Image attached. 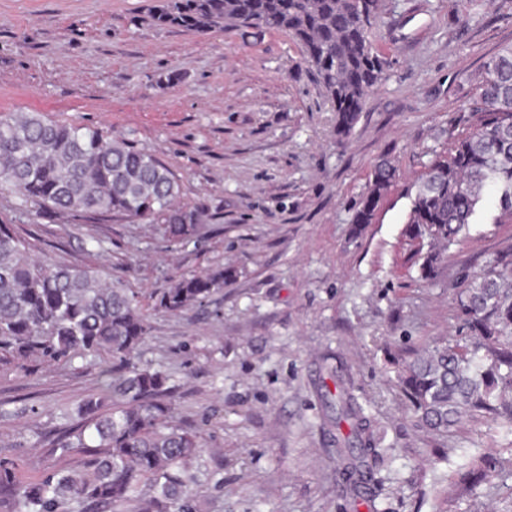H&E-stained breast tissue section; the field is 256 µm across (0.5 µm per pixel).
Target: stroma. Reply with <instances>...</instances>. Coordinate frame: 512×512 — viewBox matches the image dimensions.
Wrapping results in <instances>:
<instances>
[{
	"label": "stroma",
	"instance_id": "stroma-1",
	"mask_svg": "<svg viewBox=\"0 0 512 512\" xmlns=\"http://www.w3.org/2000/svg\"><path fill=\"white\" fill-rule=\"evenodd\" d=\"M152 0H0V115L37 112L95 126L149 151L203 210L199 242L160 225L39 218L0 191V222L40 259L99 265L142 297L183 274L232 276L204 305L151 318L140 364L166 374L174 421L198 431L206 472L199 512H512V427L468 416L448 434L418 426L388 356L460 336L455 279L512 243L492 196L421 279L405 235L434 155L468 127L484 63L512 45V0H380L372 38L387 60L353 133L284 32L207 35L157 23ZM397 168L371 223L353 222L380 160ZM340 366L371 418L380 460L352 493L322 399ZM92 356L24 372L0 366V457L20 480L83 470L85 455L43 447L101 380ZM494 454L503 466L474 494L445 492Z\"/></svg>",
	"mask_w": 512,
	"mask_h": 512
}]
</instances>
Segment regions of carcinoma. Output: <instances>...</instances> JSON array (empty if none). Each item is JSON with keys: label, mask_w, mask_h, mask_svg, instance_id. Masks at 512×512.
<instances>
[{"label": "carcinoma", "mask_w": 512, "mask_h": 512, "mask_svg": "<svg viewBox=\"0 0 512 512\" xmlns=\"http://www.w3.org/2000/svg\"><path fill=\"white\" fill-rule=\"evenodd\" d=\"M377 0H155L153 19L201 34L237 28L288 33L336 112V134L349 137L370 90L382 80L384 62L371 29ZM469 130L453 138L427 166L406 230L430 243H455L478 217L482 193L496 194L495 223H512V45L484 65L483 80L468 99ZM396 177L383 161L375 166L360 206L376 209ZM0 187L16 190L37 206L35 214L109 221L120 217L162 224L170 242L198 235L200 213L178 207L179 179L151 153L97 127L46 119L39 113L0 115ZM29 243L11 224H0V365L108 355L106 380L62 418L71 422L51 444L63 454L89 456V471L57 470L25 484L7 457L0 458V495L10 512H193L194 467L203 453L198 433L173 422L168 377L141 366L135 353L150 334L149 318L201 305L230 273L182 275L144 306L121 282L98 270L50 265L33 259ZM426 280L437 277L443 256L419 247ZM512 244L481 271L461 273L455 314L466 334L420 356L392 354L403 397L417 422L446 433L463 412L512 425ZM336 426V454L350 487L371 480L377 451L372 421L336 378L326 391ZM501 459L478 458L454 486L476 488Z\"/></svg>", "instance_id": "cac0c4a2"}]
</instances>
